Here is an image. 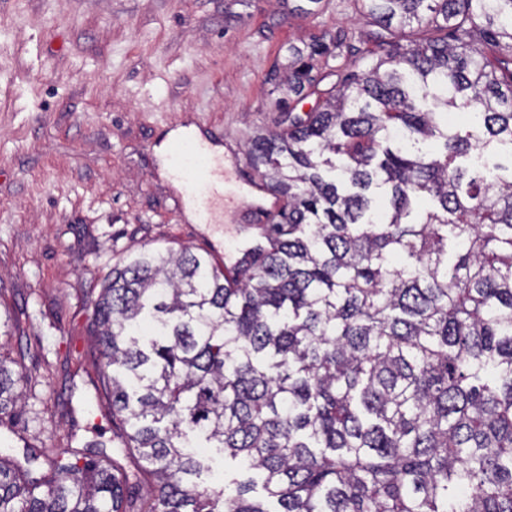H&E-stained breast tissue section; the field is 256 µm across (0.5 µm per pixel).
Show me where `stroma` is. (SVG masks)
Returning a JSON list of instances; mask_svg holds the SVG:
<instances>
[{"instance_id": "stroma-1", "label": "stroma", "mask_w": 512, "mask_h": 512, "mask_svg": "<svg viewBox=\"0 0 512 512\" xmlns=\"http://www.w3.org/2000/svg\"><path fill=\"white\" fill-rule=\"evenodd\" d=\"M0 0V356L20 363L22 434L38 448L111 443L89 293L143 249H211L157 148L185 123L228 146L248 179L249 138L276 118L288 46L335 39L360 66L357 0ZM226 213L225 263L264 224Z\"/></svg>"}]
</instances>
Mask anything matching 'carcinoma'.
I'll use <instances>...</instances> for the list:
<instances>
[{
    "instance_id": "obj_1",
    "label": "carcinoma",
    "mask_w": 512,
    "mask_h": 512,
    "mask_svg": "<svg viewBox=\"0 0 512 512\" xmlns=\"http://www.w3.org/2000/svg\"><path fill=\"white\" fill-rule=\"evenodd\" d=\"M360 15L309 112L336 54L287 49L288 125L246 152L282 206L235 276L145 249L88 296L116 448L0 452V512H512V174L476 161L512 148V0ZM22 381L0 357V424Z\"/></svg>"
}]
</instances>
